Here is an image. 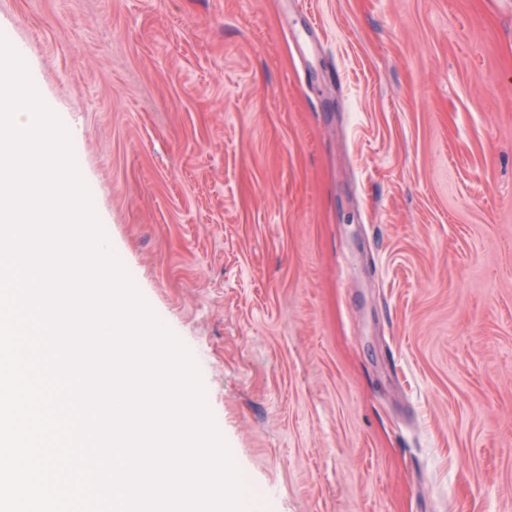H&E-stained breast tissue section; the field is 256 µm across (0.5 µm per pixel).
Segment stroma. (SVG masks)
Listing matches in <instances>:
<instances>
[{
  "mask_svg": "<svg viewBox=\"0 0 512 512\" xmlns=\"http://www.w3.org/2000/svg\"><path fill=\"white\" fill-rule=\"evenodd\" d=\"M257 512H512V0H0Z\"/></svg>",
  "mask_w": 512,
  "mask_h": 512,
  "instance_id": "stroma-1",
  "label": "stroma"
}]
</instances>
